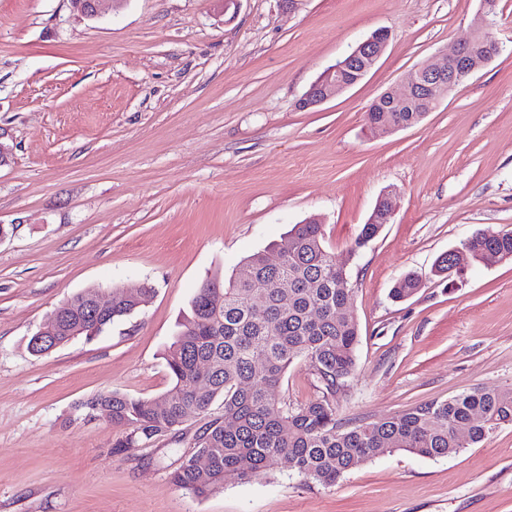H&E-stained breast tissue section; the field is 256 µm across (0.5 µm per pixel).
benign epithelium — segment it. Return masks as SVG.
Returning <instances> with one entry per match:
<instances>
[{
	"label": "benign epithelium",
	"instance_id": "1",
	"mask_svg": "<svg viewBox=\"0 0 512 512\" xmlns=\"http://www.w3.org/2000/svg\"><path fill=\"white\" fill-rule=\"evenodd\" d=\"M123 0H71L74 8L88 17H96L106 4L116 5ZM493 0H484L483 10L475 20L473 36L467 42L458 45L451 53L444 54L441 59L423 64L416 68L407 81L405 91L400 98L386 91L376 101L384 103L388 112H430L433 105L447 98L453 89L468 79L477 67L487 63L491 57L472 50V44L499 46L498 40L489 31L490 23L487 16L493 12ZM389 36L380 30L360 42L344 60L334 64L321 74L308 88L300 99L299 107L309 109L320 106L335 98L338 94L358 84L374 68L383 55ZM352 62L360 63V69L354 77L346 76ZM394 216L389 195L384 194L378 199L373 218L381 224H388ZM65 316V308L54 310L43 326L38 330V343L51 340L60 335L61 322Z\"/></svg>",
	"mask_w": 512,
	"mask_h": 512
}]
</instances>
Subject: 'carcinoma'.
I'll use <instances>...</instances> for the list:
<instances>
[{"label": "carcinoma", "instance_id": "cac0c4a2", "mask_svg": "<svg viewBox=\"0 0 512 512\" xmlns=\"http://www.w3.org/2000/svg\"><path fill=\"white\" fill-rule=\"evenodd\" d=\"M366 124H408L421 121L419 112L365 113ZM382 225L360 226L352 250L378 236ZM461 247L474 262L488 251L512 259V232L478 229ZM279 264L269 266L264 252L248 256L231 276L202 283L189 314L168 347L165 359L172 377L155 400L117 391L80 402H93L97 415L125 433L120 448L149 445L181 430L194 414L206 419L195 432L194 452L182 458L171 474L172 484L202 497L228 478L244 479L279 460L307 483L332 485L384 451L403 450L435 459L455 454L466 444L481 442L490 430L512 424V389L475 388L444 400H432L383 420L342 425L336 418V397L355 365L360 329L356 319L341 318L352 295L347 270L324 245L322 225H295L275 245ZM408 274L398 279L391 295L402 301L419 288ZM220 292L216 308L210 296ZM112 308L87 318L80 296L72 297L60 345L75 331L102 332L132 315L137 303L112 289ZM308 363L316 396L293 403L278 393L288 367ZM210 363L198 370L201 361ZM222 399L224 419H208L213 403ZM207 458L201 468L196 454Z\"/></svg>", "mask_w": 512, "mask_h": 512}]
</instances>
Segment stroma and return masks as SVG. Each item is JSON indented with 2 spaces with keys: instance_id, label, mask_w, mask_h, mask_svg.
I'll return each mask as SVG.
<instances>
[{
  "instance_id": "35a3bbf8",
  "label": "stroma",
  "mask_w": 512,
  "mask_h": 512,
  "mask_svg": "<svg viewBox=\"0 0 512 512\" xmlns=\"http://www.w3.org/2000/svg\"><path fill=\"white\" fill-rule=\"evenodd\" d=\"M482 0H0V512H512V425L456 454H380L336 484L285 463L196 497L170 479L201 421L142 448L78 402L161 399L197 288L311 216L350 273L360 327L340 422L477 387L512 388V260L435 263L512 231V0L503 50L417 125L368 129L381 93L471 38ZM388 46L316 109L309 85L377 30ZM395 214L351 246L378 198ZM413 274L404 301L390 294ZM148 285L137 313L42 356L28 342L74 294Z\"/></svg>"
}]
</instances>
